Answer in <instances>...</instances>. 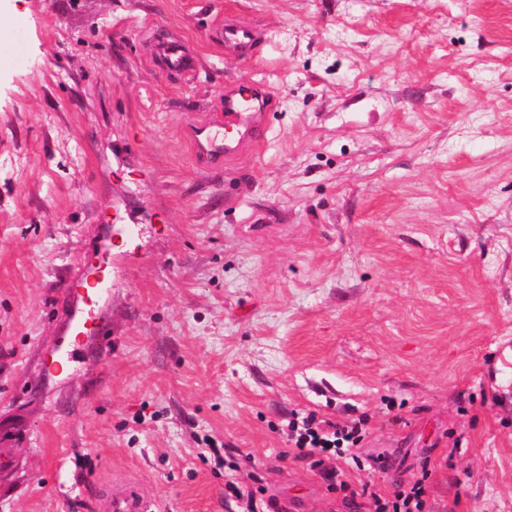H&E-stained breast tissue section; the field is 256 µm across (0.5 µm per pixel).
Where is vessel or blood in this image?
I'll return each mask as SVG.
<instances>
[{"instance_id":"1","label":"vessel or blood","mask_w":512,"mask_h":512,"mask_svg":"<svg viewBox=\"0 0 512 512\" xmlns=\"http://www.w3.org/2000/svg\"><path fill=\"white\" fill-rule=\"evenodd\" d=\"M221 42L246 48L255 39L253 29L240 23H226L219 29ZM156 59L170 77L187 81L198 70L196 57L173 41L155 46ZM268 93L255 83H238L224 92V109L188 126L185 136L196 161L206 167L224 166L246 148L256 147L267 136L264 103ZM100 512H160L157 500L146 488L118 477L102 495Z\"/></svg>"}]
</instances>
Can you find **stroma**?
I'll use <instances>...</instances> for the list:
<instances>
[{"label": "stroma", "instance_id": "35a3bbf8", "mask_svg": "<svg viewBox=\"0 0 512 512\" xmlns=\"http://www.w3.org/2000/svg\"><path fill=\"white\" fill-rule=\"evenodd\" d=\"M227 19L249 53L214 43ZM16 39L0 512H97L116 473L166 512H239L205 436L306 512L418 480L428 512H512V0H10ZM248 81L265 142L200 171L185 127ZM85 271L96 290L62 292ZM302 410L366 419L341 485L280 435ZM155 56L163 72L178 81L190 80L197 73L196 57L176 42H158Z\"/></svg>", "mask_w": 512, "mask_h": 512}]
</instances>
